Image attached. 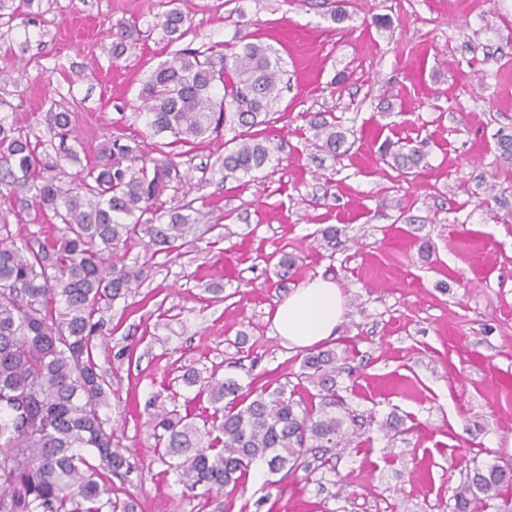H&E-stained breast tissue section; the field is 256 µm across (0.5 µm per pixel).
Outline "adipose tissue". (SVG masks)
Returning a JSON list of instances; mask_svg holds the SVG:
<instances>
[{
	"label": "adipose tissue",
	"instance_id": "1",
	"mask_svg": "<svg viewBox=\"0 0 512 512\" xmlns=\"http://www.w3.org/2000/svg\"><path fill=\"white\" fill-rule=\"evenodd\" d=\"M345 313L344 298L335 282L315 278L304 282L276 308L272 327L296 347H311L333 336Z\"/></svg>",
	"mask_w": 512,
	"mask_h": 512
}]
</instances>
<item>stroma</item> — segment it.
<instances>
[{
	"mask_svg": "<svg viewBox=\"0 0 512 512\" xmlns=\"http://www.w3.org/2000/svg\"><path fill=\"white\" fill-rule=\"evenodd\" d=\"M190 47L259 41L282 58L281 98L266 135L281 149L255 182L223 180L217 161L233 129L173 145L191 179L167 206L209 212L195 247L134 246L146 277L104 312L94 361L111 386L105 413L133 467L113 498L135 512H452L474 463L512 467V0H347L332 19L323 0H184ZM159 0H43L38 14L0 25V112L55 162L47 119L70 113L81 145L64 180L92 165L104 134L147 137L137 95L173 48L152 21ZM385 26H378L377 18ZM136 31L112 56V25ZM347 129L339 157L318 150L310 113ZM387 139L421 146L416 177L381 160ZM17 202L0 223L41 238ZM335 227L336 238H322ZM297 263L281 276L284 254ZM336 282L346 313L328 346L347 350L336 378L362 422L335 469L287 484L261 480L206 497L176 485L151 419L178 409L204 419L184 374L231 377L245 388L299 383L305 349L275 336L278 304L302 282ZM396 439H388L389 430Z\"/></svg>",
	"mask_w": 512,
	"mask_h": 512,
	"instance_id": "35a3bbf8",
	"label": "stroma"
}]
</instances>
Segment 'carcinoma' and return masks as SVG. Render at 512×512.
<instances>
[{
	"mask_svg": "<svg viewBox=\"0 0 512 512\" xmlns=\"http://www.w3.org/2000/svg\"><path fill=\"white\" fill-rule=\"evenodd\" d=\"M36 2L42 0H0V19L29 15ZM160 5L153 26L170 43L183 40L190 14L178 0ZM134 31L130 24L113 28L114 57ZM281 73L280 58L261 43L179 49L142 84L140 114L152 135L180 144L223 125L240 128L233 146L224 147L220 172L224 179L251 178L278 149L253 128L269 123ZM49 122L56 158L76 159L70 114L52 112ZM309 128L320 149L339 153L346 135L336 118L316 112ZM381 152L401 175L416 173L423 159L409 144L386 141ZM98 157L78 181L66 182L0 114V199L11 200L27 184L34 191L26 204L32 222L59 224L57 237L44 242L18 238L0 224V512H134L132 503L112 499L106 485L127 461L101 414L107 383L92 356L100 330L95 316L141 282L143 266L125 263L135 244L145 240L169 254L193 244L198 219L164 211L165 192L186 179L171 153L153 158L140 141L118 134L99 146ZM166 215L168 223H159ZM340 360L334 348L307 353L301 378L313 391L299 399L283 386L244 393L231 378L184 376L185 384L198 386L195 397L216 408L200 426L176 409L156 415V446L175 459L169 471L185 488L209 494L244 485L258 463L283 481L296 480L310 455L326 464L327 452L350 447L359 427L358 416L331 411L339 405ZM85 448L98 465L87 461ZM511 483V468L476 464L455 490L453 512H479L489 500L512 512L505 492Z\"/></svg>",
	"mask_w": 512,
	"mask_h": 512,
	"instance_id": "carcinoma-1",
	"label": "carcinoma"
}]
</instances>
